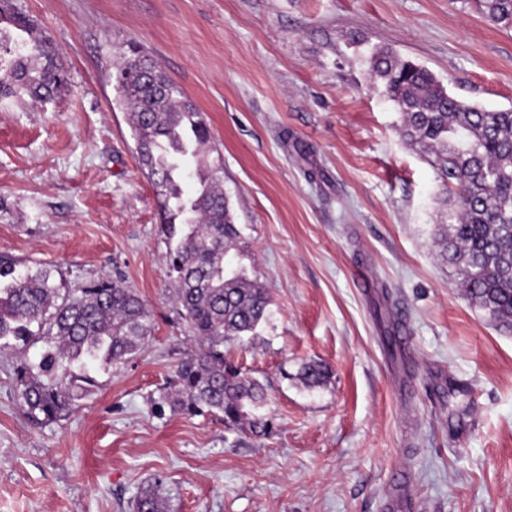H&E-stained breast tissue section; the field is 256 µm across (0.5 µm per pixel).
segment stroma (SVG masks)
Masks as SVG:
<instances>
[{
  "instance_id": "1",
  "label": "stroma",
  "mask_w": 512,
  "mask_h": 512,
  "mask_svg": "<svg viewBox=\"0 0 512 512\" xmlns=\"http://www.w3.org/2000/svg\"><path fill=\"white\" fill-rule=\"evenodd\" d=\"M67 85L0 98V254L74 286L122 276L153 333L65 420L32 423L0 353V512H512V330L434 242L436 171L399 133L370 56L512 107V29L476 0H11ZM134 41L203 112L272 304L226 354L266 388L269 435L154 403L191 346L169 243L115 102ZM316 361L327 380L298 378Z\"/></svg>"
}]
</instances>
